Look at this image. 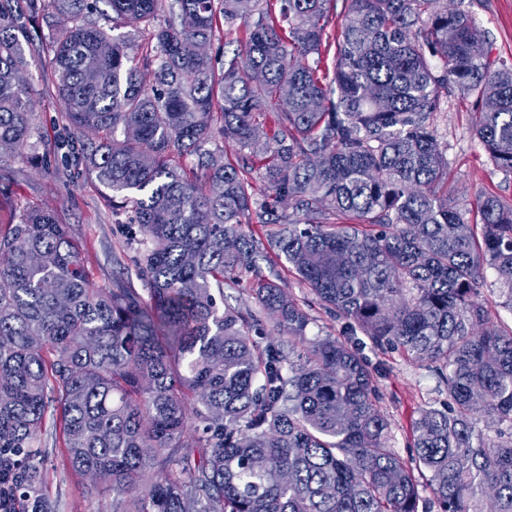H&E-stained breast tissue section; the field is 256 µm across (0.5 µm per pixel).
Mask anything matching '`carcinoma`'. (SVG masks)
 Listing matches in <instances>:
<instances>
[{
  "label": "carcinoma",
  "instance_id": "carcinoma-1",
  "mask_svg": "<svg viewBox=\"0 0 512 512\" xmlns=\"http://www.w3.org/2000/svg\"><path fill=\"white\" fill-rule=\"evenodd\" d=\"M329 2L0 0V144L13 156L33 136L19 75L42 20L56 148L131 206L145 283L94 287L50 211L0 225V512H58L49 416L67 468L112 485V512H430L424 473L438 512H512V330L478 301L489 266L512 309V203L478 196L476 238L433 123L448 95L474 98L476 138L512 173V65L473 53L485 36L464 0H343L332 43ZM95 13L151 30V86ZM238 24L221 67L183 53ZM218 138L236 162L205 148ZM244 224L279 230L263 241ZM262 261L294 271L345 335L438 364L448 404L419 412L415 466L388 443L354 342L296 355L254 340L265 318L290 338L309 323ZM249 275L256 311L224 298V280Z\"/></svg>",
  "mask_w": 512,
  "mask_h": 512
}]
</instances>
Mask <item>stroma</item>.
Segmentation results:
<instances>
[{
  "instance_id": "35a3bbf8",
  "label": "stroma",
  "mask_w": 512,
  "mask_h": 512,
  "mask_svg": "<svg viewBox=\"0 0 512 512\" xmlns=\"http://www.w3.org/2000/svg\"><path fill=\"white\" fill-rule=\"evenodd\" d=\"M471 11L489 35L490 58L512 64V0H472ZM47 34V28H40L26 47L27 55L36 62L26 73L25 83L40 136L33 139L23 156L0 162V178L10 185L9 193L0 196V219L9 220L30 207L54 210L77 240L79 257L94 286L111 285L113 277L119 276L132 287L141 288L134 265L137 247L118 231L119 224L130 221L131 211L113 208L110 196L93 174L66 171L64 159L53 151L62 112L45 46ZM475 112L473 99L456 94L445 99L437 116L448 159V192L474 224L480 221L476 206L479 192L512 202V174L497 170L475 137ZM284 279L287 296L310 317L306 340L342 338L343 320L312 299L293 273H285ZM356 341L380 393L379 409L389 422V444L403 460H410L413 421L421 409L442 406L448 394L438 381L434 364L374 348L361 335ZM40 443L50 452L46 490L56 500L58 512H112L111 489L88 494L86 477L64 467L62 436L54 421L46 422Z\"/></svg>"
}]
</instances>
